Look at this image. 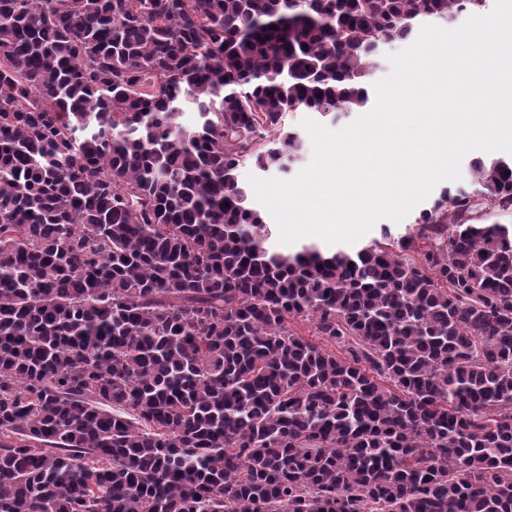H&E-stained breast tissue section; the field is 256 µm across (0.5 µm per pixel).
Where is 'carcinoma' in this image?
Here are the masks:
<instances>
[{"instance_id": "1", "label": "carcinoma", "mask_w": 512, "mask_h": 512, "mask_svg": "<svg viewBox=\"0 0 512 512\" xmlns=\"http://www.w3.org/2000/svg\"><path fill=\"white\" fill-rule=\"evenodd\" d=\"M486 5L0 0V512H512V156L334 252L239 176ZM419 33H420V31H419ZM419 33L413 41L396 43V44L389 46L386 49V51L384 52L383 56L380 59L379 68L376 72L375 80H374L373 85L370 90V98H371L370 104L364 110H362L360 112H338L337 117L333 116V115H330L327 117H322L321 115H319L317 113H312V112H288L287 113V115L284 118L283 132L288 131V130L297 132L299 134V136L301 137L303 144H304L303 152L300 155V160L298 163H296L291 168L289 174L288 173L283 174V173H279L277 171H272V170L262 172V171L255 169L254 167H252L249 164L245 165L240 170V178L246 184V186L248 188L249 198H250L252 205L264 214L266 222L268 224H272L275 229L274 241L279 249L287 250V251L289 250L290 252H293L296 249H298L302 244L315 243L319 247H321L323 250H329V251L333 250L334 251L339 248H353V247L359 246L361 244H366V243L370 242L371 240H373L374 238H378L380 236L381 229L383 227H389L393 231L395 229L404 227L405 224H412L414 222V219L418 216L419 212L428 206L431 196L434 193H436L438 190H440L442 187L457 185V186H461V187L467 188L469 190H472L474 188V186L469 182L468 172H469V164L474 158L484 157V156H495V155H499V156L512 155V154H508L505 152H499V151H497V152L473 151V152L468 153L464 157L462 164H461L462 179L460 181H457V182L446 181V182H441V183L437 184L435 186V188L432 190V192L430 193V195L428 196V198L425 201H423L422 203H420L419 205H417L402 221H400L399 223H395L386 218L379 219L375 223L372 230L370 232H368L366 235H364L360 240H358L354 244H346V243L327 244L323 240H321L317 237H312V236L302 238L299 241H297L293 244H290V245L281 244L279 242L278 226H277L276 222L274 221V219L272 218V216L270 215V213L267 211V209L256 200L254 190L248 181V175L253 174L260 178H277V179H281V180H290V179L294 178L302 169H304L306 166L309 165V163L311 162L312 157H313L312 141L310 139L308 132L301 125L302 120L305 118H310L318 123H321V124L327 126L328 128L340 129V128L346 126L347 124L351 123L358 116L369 112L374 107V105L376 103V92L374 89V84L377 81H379L382 78L389 75V73L391 72V65H390L389 61L387 60L386 56L388 54L397 53V52L407 48L408 46L412 45L418 38Z\"/></svg>"}]
</instances>
